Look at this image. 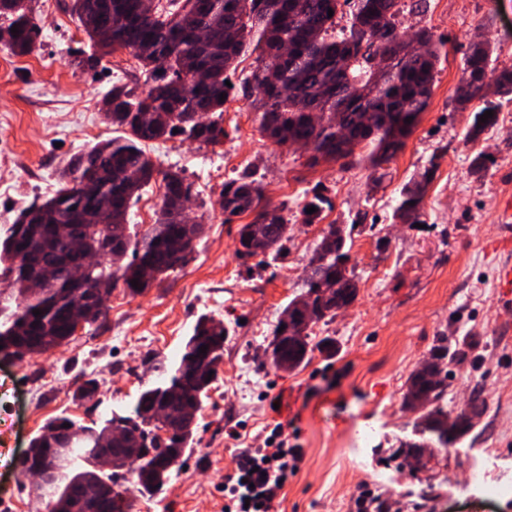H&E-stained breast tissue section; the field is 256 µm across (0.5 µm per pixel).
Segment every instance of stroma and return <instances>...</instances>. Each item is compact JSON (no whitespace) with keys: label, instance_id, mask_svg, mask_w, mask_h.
I'll return each mask as SVG.
<instances>
[{"label":"stroma","instance_id":"obj_1","mask_svg":"<svg viewBox=\"0 0 512 512\" xmlns=\"http://www.w3.org/2000/svg\"><path fill=\"white\" fill-rule=\"evenodd\" d=\"M66 0H32L39 28L33 51L0 46V233L19 211L52 197L57 173L98 141L120 136L106 120L102 99L112 84L144 91L150 82L127 50L92 69L79 62L91 44ZM406 33L428 30L439 61L430 104L402 150L374 168L361 154L312 163L310 152L278 146L262 136L244 80L253 58H242L224 104L222 145L182 135L145 144L155 171L128 214L131 232L143 234L145 200L164 192L176 172L191 188L188 214L204 224L192 260L143 294L126 298L122 311L82 328L47 354L18 361L0 356V497L21 493L32 512L36 482L15 488V464L31 438L53 418L103 423L125 413L159 371L179 363L201 317L227 330L224 359L196 414L194 444L154 496L134 495L137 512H224V477L244 449L259 448L267 428L286 424L298 435L302 460L279 493L274 512H354V499L373 487L380 512H512V498L483 500L459 482L472 461L488 464V478H512V306L502 305L495 268L503 252L501 215L512 199V101L502 102L494 126L468 140L485 100L467 109L456 102L464 58L477 38L491 44L492 69H512V0H403L398 18ZM252 172L266 202L288 218V239L275 261L240 258L238 231L254 216L225 215L226 181ZM423 183L418 224L394 218L407 186ZM330 205L308 219L314 194ZM344 230L358 292L355 301L313 325L312 338L333 339V356L313 354L293 371L269 360L271 333L255 335L265 319L280 320L301 294L306 267L328 225ZM223 299L214 308L210 297ZM121 327L125 347L112 342ZM468 341L465 360L449 364L444 400L454 411L472 397L486 404L474 429L425 468L415 458L394 459L398 442L412 436L418 414L403 405L405 382L437 345ZM66 381L37 412H29L26 380L44 372ZM97 379L96 401L77 399L75 386ZM242 426L237 440L230 429ZM375 431L373 448L355 454L352 441Z\"/></svg>","mask_w":512,"mask_h":512}]
</instances>
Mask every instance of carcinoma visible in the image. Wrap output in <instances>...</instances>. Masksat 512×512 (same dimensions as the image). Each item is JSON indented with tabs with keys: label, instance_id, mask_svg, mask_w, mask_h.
Returning a JSON list of instances; mask_svg holds the SVG:
<instances>
[{
	"label": "carcinoma",
	"instance_id": "1",
	"mask_svg": "<svg viewBox=\"0 0 512 512\" xmlns=\"http://www.w3.org/2000/svg\"><path fill=\"white\" fill-rule=\"evenodd\" d=\"M31 0H0V30L17 28L10 34L8 49L17 55L31 52L37 28L31 16ZM99 0H70L68 8L76 16L96 52L83 65L92 68L105 55L130 50L143 67L155 66L151 85L143 92L126 84H115L103 104H112V125L128 131L127 136L100 141L77 156L64 173L62 187L41 203L23 210L6 230L0 242L3 275L17 288L15 306L7 308L0 321V351L23 359L20 340L35 336L41 350L48 353L71 338L73 300L70 273L85 266V273L104 296L121 286L135 296L149 288L142 266L148 264L153 279L184 267L195 245L181 248L178 263H171L167 251L181 239L177 230L183 201L189 186L183 177L171 173L164 179V193L155 224L141 237L133 238L126 224L130 203L152 177L153 168L142 144L162 138L173 130L195 142L216 146L224 140V103L228 73L239 59L255 56L256 66L248 78L253 105L259 112V129L278 146H298L312 152L313 162L338 161L352 156L358 147L367 159L380 164L392 158L404 145L427 110L432 96L437 54L430 48L431 35L419 30L407 35L395 20L402 0H387L388 11L379 12V0H284L281 10L274 0H111L101 9ZM351 6L346 24L337 22L341 5ZM333 15H328V10ZM484 51L470 49L463 72L482 71L489 66V44ZM484 87L458 86L461 109L481 97ZM411 122H405L406 118ZM224 213L230 216L254 212L249 224L239 229L238 250L242 257L277 255L288 238V219L280 208L262 204L263 193L252 174L245 173L224 184ZM414 205H409V202ZM421 192L403 197L397 213L416 217ZM53 224L57 232L47 236L42 225ZM114 236L125 245L110 251L104 242ZM80 243V249L74 244ZM342 229L328 225L308 263L305 292L288 303L294 342L283 348L278 336L288 332L279 320L273 329L272 364L294 369L306 364L319 344L310 336L311 327L327 317L321 312L304 322L297 318V306L308 296H318L327 288H337L350 300L357 285L347 269ZM21 251L58 268L45 288L34 291L28 285L29 269L16 262ZM138 280V287L131 281ZM39 310L40 315L33 314ZM225 329L198 324L185 346L180 364L173 367L166 383L141 391L127 414L114 413L103 426H84L61 416L46 423L34 437V448L48 444L46 431L64 423L80 434L70 448L68 459L78 467L63 466L50 486L48 512H103L97 490L106 483L116 487L120 498L117 512H127L133 492L154 495L163 490L170 472L149 484L129 486L125 475L105 473L95 468L87 448L112 435L131 437L158 455L170 448L186 451L194 430H173L161 438L158 431L175 424L181 403L168 401L179 391L181 398L198 411L211 382L208 373H218L224 355ZM207 337L206 354L194 337ZM466 356L464 348L446 345L434 348L425 365L413 372L403 395L412 408L428 406L417 425L435 436V444L446 448L466 435L484 410V401L474 398L455 415L442 402L447 385L442 374L448 362ZM194 362L197 376L181 375V365ZM82 480L87 494L79 501L66 500L69 483Z\"/></svg>",
	"mask_w": 512,
	"mask_h": 512
}]
</instances>
